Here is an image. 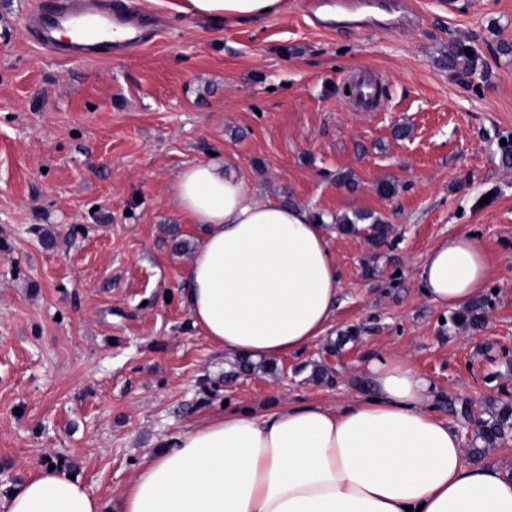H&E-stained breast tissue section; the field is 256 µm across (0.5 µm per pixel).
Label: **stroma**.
<instances>
[{
    "label": "stroma",
    "instance_id": "35a3bbf8",
    "mask_svg": "<svg viewBox=\"0 0 512 512\" xmlns=\"http://www.w3.org/2000/svg\"><path fill=\"white\" fill-rule=\"evenodd\" d=\"M39 3L0 0V494L52 466L118 512L143 456L189 427L227 407L357 396L365 357L378 355L432 380L473 463L512 451V435L494 448L475 438L486 398L512 402V167L501 164L512 0H386L391 26L330 30L304 0L225 23L139 0L164 21L154 40L88 63L26 37L22 18ZM455 42L476 52L470 74L437 64ZM366 71L382 79L384 111L343 95ZM211 159L259 199L331 225L367 212L392 228L378 247L335 234L334 324L272 375L231 378L233 360L186 304L201 227L170 186ZM343 172L354 188L337 184ZM464 232L491 259L477 331L451 326L418 291L427 251ZM352 326L358 339L324 369L327 346Z\"/></svg>",
    "mask_w": 512,
    "mask_h": 512
}]
</instances>
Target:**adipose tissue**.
<instances>
[{
	"label": "adipose tissue",
	"mask_w": 512,
	"mask_h": 512,
	"mask_svg": "<svg viewBox=\"0 0 512 512\" xmlns=\"http://www.w3.org/2000/svg\"><path fill=\"white\" fill-rule=\"evenodd\" d=\"M208 19L278 14L283 0H176ZM202 227L189 263L194 326L225 354L274 361L329 331L339 294L328 225L306 209L258 201L228 165L201 161L172 184ZM489 255L473 234L431 247L419 266L424 298L463 310L482 296ZM365 391L334 406L281 402L228 411L144 456L121 512H512V457L470 462L436 412L434 383L402 360L371 358ZM5 512H101L82 479L42 470L0 498Z\"/></svg>",
	"instance_id": "adipose-tissue-1"
}]
</instances>
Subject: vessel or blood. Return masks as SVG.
Returning <instances> with one entry per match:
<instances>
[{"instance_id": "vessel-or-blood-1", "label": "vessel or blood", "mask_w": 512, "mask_h": 512, "mask_svg": "<svg viewBox=\"0 0 512 512\" xmlns=\"http://www.w3.org/2000/svg\"><path fill=\"white\" fill-rule=\"evenodd\" d=\"M26 27L37 44L66 59L118 57L154 35L113 0H41Z\"/></svg>"}]
</instances>
